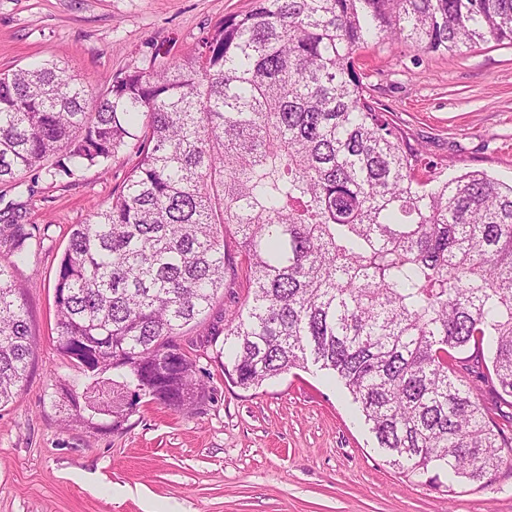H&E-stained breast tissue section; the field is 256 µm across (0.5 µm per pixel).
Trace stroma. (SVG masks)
<instances>
[{"mask_svg":"<svg viewBox=\"0 0 512 512\" xmlns=\"http://www.w3.org/2000/svg\"><path fill=\"white\" fill-rule=\"evenodd\" d=\"M251 0H0V72L47 60L87 89L192 54ZM355 57L367 91L411 145L448 176L485 171L512 181V45L456 53L369 43ZM138 156L122 147L107 167L74 175L28 172L0 183L39 241L18 263L35 353L26 385L0 407V512H512V477L449 498L409 481L344 389L316 368L256 389L229 383L210 337L240 307L224 289L185 331L197 348L204 400L185 415L141 399L118 431L61 423L59 379L82 382L57 349L54 284L73 225L121 191Z\"/></svg>","mask_w":512,"mask_h":512,"instance_id":"obj_1","label":"stroma"}]
</instances>
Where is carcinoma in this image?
Masks as SVG:
<instances>
[{
	"mask_svg": "<svg viewBox=\"0 0 512 512\" xmlns=\"http://www.w3.org/2000/svg\"><path fill=\"white\" fill-rule=\"evenodd\" d=\"M512 44V0H253L191 57L133 70L95 95L56 63L0 73V182L57 154L68 175L133 145L120 194L76 224L54 286L64 422L112 370L117 431L139 392L176 411L206 395L178 339L238 274L224 376L252 389L312 364L352 397L389 464L448 496L512 472V437L482 403L512 407V184L448 179L367 96L354 54ZM34 228L0 209V250ZM14 264L0 262V407L34 353Z\"/></svg>",
	"mask_w": 512,
	"mask_h": 512,
	"instance_id": "obj_1",
	"label": "carcinoma"
}]
</instances>
